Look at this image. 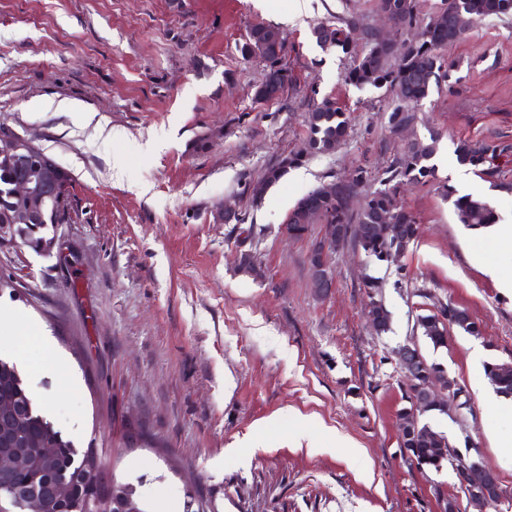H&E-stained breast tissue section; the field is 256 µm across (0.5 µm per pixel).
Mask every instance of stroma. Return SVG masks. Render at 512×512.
Segmentation results:
<instances>
[{
  "mask_svg": "<svg viewBox=\"0 0 512 512\" xmlns=\"http://www.w3.org/2000/svg\"><path fill=\"white\" fill-rule=\"evenodd\" d=\"M414 3L396 31L377 0H0V127L54 159L73 205L50 254L0 243V312L36 327L14 331L32 398L78 448L140 483L150 512H186L190 490L208 512H440L444 496L475 512L452 467L419 469L399 448L406 378L393 352L436 299L483 335L454 329L447 348L425 347L473 407L427 422L470 437L512 492V456L491 441L512 434V401L492 410L475 394L485 362L512 360V295L485 273L512 278V242L458 223L440 191L457 141L493 140L506 151L477 182L498 216L512 214V16L481 19L450 45L445 78L396 131L394 95L350 83L351 58L315 34L346 27L360 47L369 31L400 44L448 0ZM257 23L288 46L291 81L268 103L253 99L264 62L238 50ZM326 98L348 116V140L253 200L245 184L304 148L307 114ZM63 99L80 112H56ZM156 132L163 145L147 150ZM412 140L436 144L434 180L400 193L414 244L396 266L339 246L334 286L317 294L306 254L323 227L289 237V211L358 169L369 194ZM228 205L252 232L259 275L238 269ZM366 274L383 282V335L366 318Z\"/></svg>",
  "mask_w": 512,
  "mask_h": 512,
  "instance_id": "stroma-1",
  "label": "stroma"
}]
</instances>
